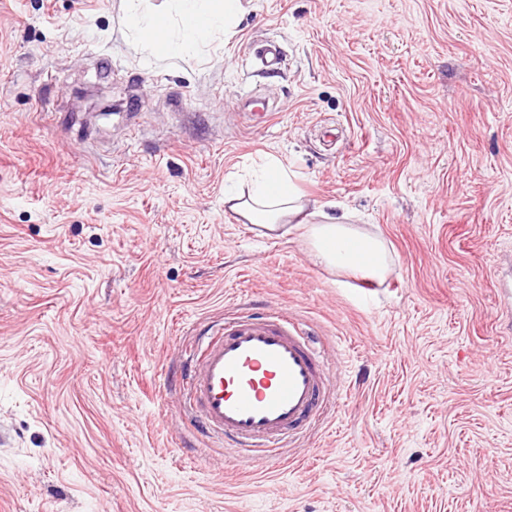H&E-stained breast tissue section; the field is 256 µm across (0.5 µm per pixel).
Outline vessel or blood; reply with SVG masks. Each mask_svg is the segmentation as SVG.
Returning <instances> with one entry per match:
<instances>
[{
    "instance_id": "1",
    "label": "vessel or blood",
    "mask_w": 512,
    "mask_h": 512,
    "mask_svg": "<svg viewBox=\"0 0 512 512\" xmlns=\"http://www.w3.org/2000/svg\"><path fill=\"white\" fill-rule=\"evenodd\" d=\"M183 386L203 435L258 460L281 437L320 421L332 385L320 354L285 311L226 321L191 358Z\"/></svg>"
}]
</instances>
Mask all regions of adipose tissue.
<instances>
[{
    "mask_svg": "<svg viewBox=\"0 0 512 512\" xmlns=\"http://www.w3.org/2000/svg\"><path fill=\"white\" fill-rule=\"evenodd\" d=\"M127 3L132 31L149 53L162 59L196 52L220 36L231 37L244 10L243 0H175L170 17L150 8L148 0ZM224 202L247 223L297 233L328 268L379 281L390 272L382 240L356 228L348 214L310 209L275 158L260 166L248 193L225 190Z\"/></svg>",
    "mask_w": 512,
    "mask_h": 512,
    "instance_id": "1",
    "label": "adipose tissue"
}]
</instances>
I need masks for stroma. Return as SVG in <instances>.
Instances as JSON below:
<instances>
[{
	"instance_id": "1",
	"label": "stroma",
	"mask_w": 512,
	"mask_h": 512,
	"mask_svg": "<svg viewBox=\"0 0 512 512\" xmlns=\"http://www.w3.org/2000/svg\"><path fill=\"white\" fill-rule=\"evenodd\" d=\"M246 6L156 59L123 0H0V506L512 512V0ZM270 156L386 242L375 291L226 208ZM282 309L337 400L260 463L179 378Z\"/></svg>"
}]
</instances>
